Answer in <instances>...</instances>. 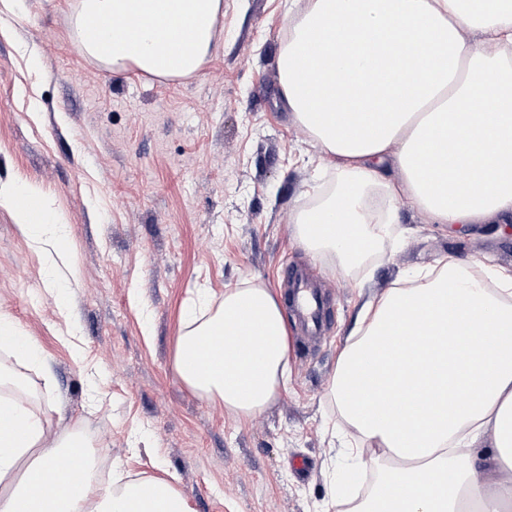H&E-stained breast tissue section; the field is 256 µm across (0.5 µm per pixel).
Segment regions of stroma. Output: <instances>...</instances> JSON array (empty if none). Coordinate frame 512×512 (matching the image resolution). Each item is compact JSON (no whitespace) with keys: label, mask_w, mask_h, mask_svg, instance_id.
I'll return each mask as SVG.
<instances>
[{"label":"stroma","mask_w":512,"mask_h":512,"mask_svg":"<svg viewBox=\"0 0 512 512\" xmlns=\"http://www.w3.org/2000/svg\"><path fill=\"white\" fill-rule=\"evenodd\" d=\"M76 5H0V181L67 229L49 255L0 209V313L43 364L0 363L53 428L173 483L192 512H324L351 433L330 386L362 304L449 255L512 269V213L438 224L404 195L390 240L344 268L292 237L312 183L333 190L339 170L281 101L284 0H224L215 53L177 79L80 55ZM290 268L319 273L327 319L318 339L289 323L290 375L267 408L243 418L186 387L173 353L197 289L219 300L247 279L283 303Z\"/></svg>","instance_id":"stroma-1"}]
</instances>
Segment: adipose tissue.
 Here are the masks:
<instances>
[{
	"label": "adipose tissue",
	"mask_w": 512,
	"mask_h": 512,
	"mask_svg": "<svg viewBox=\"0 0 512 512\" xmlns=\"http://www.w3.org/2000/svg\"><path fill=\"white\" fill-rule=\"evenodd\" d=\"M223 0H78L75 47L107 66L163 78L195 73L215 45ZM281 93L304 132L338 159L334 191L298 211L294 234L313 252L359 264L394 223L367 203L408 195L439 224H482L512 210V0H290ZM90 18L118 26L90 34ZM481 32L482 47L461 32ZM337 46L331 60L320 48ZM112 46L102 57L101 44ZM351 79L341 82L334 74ZM484 111H477V104ZM399 176L387 179L385 162ZM28 190L0 183V207L38 241L62 237L47 202L27 214ZM173 367L199 396L241 417L262 412L289 369L291 336L269 289L242 282L186 307ZM224 346L195 358L199 342ZM0 368V512H190L154 477L108 484L87 442L55 434ZM332 397L357 440L390 466L353 499L332 488L336 512H505L512 505V272L442 261L363 307L337 363ZM490 437L489 447L475 443Z\"/></svg>",
	"instance_id": "adipose-tissue-1"
}]
</instances>
